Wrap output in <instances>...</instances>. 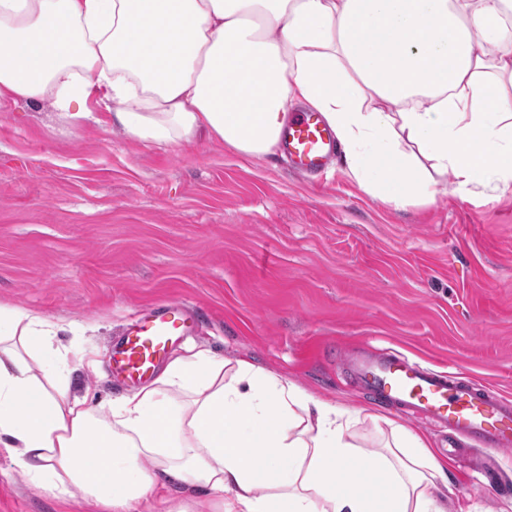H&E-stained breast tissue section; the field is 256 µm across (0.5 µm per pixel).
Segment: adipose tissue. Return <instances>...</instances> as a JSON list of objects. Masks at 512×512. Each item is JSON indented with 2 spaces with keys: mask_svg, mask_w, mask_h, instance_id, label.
Here are the masks:
<instances>
[{
  "mask_svg": "<svg viewBox=\"0 0 512 512\" xmlns=\"http://www.w3.org/2000/svg\"><path fill=\"white\" fill-rule=\"evenodd\" d=\"M113 106L133 140L276 154L295 101L348 174L394 206L512 189V0H0V102ZM61 324L0 306V446L29 481L112 512L185 486L213 512H446L448 466L401 427L365 454L359 413L244 359L185 348L93 413Z\"/></svg>",
  "mask_w": 512,
  "mask_h": 512,
  "instance_id": "ef3b65f1",
  "label": "adipose tissue"
}]
</instances>
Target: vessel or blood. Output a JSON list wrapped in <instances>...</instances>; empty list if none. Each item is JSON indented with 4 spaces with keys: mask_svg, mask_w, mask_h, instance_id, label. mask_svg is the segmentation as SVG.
<instances>
[{
    "mask_svg": "<svg viewBox=\"0 0 512 512\" xmlns=\"http://www.w3.org/2000/svg\"><path fill=\"white\" fill-rule=\"evenodd\" d=\"M281 148L292 173L303 179L330 162L336 143L320 113L295 112L282 131ZM197 325L196 312L183 304L137 311L112 343L113 376L132 384L150 378L169 346ZM336 358L352 359L360 390L404 415L467 439L476 448L512 449V400L501 393L387 349L357 355L340 348Z\"/></svg>",
    "mask_w": 512,
    "mask_h": 512,
    "instance_id": "vessel-or-blood-1",
    "label": "vessel or blood"
}]
</instances>
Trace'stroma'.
Returning a JSON list of instances; mask_svg holds the SVG:
<instances>
[{"instance_id":"1","label":"stroma","mask_w":512,"mask_h":512,"mask_svg":"<svg viewBox=\"0 0 512 512\" xmlns=\"http://www.w3.org/2000/svg\"><path fill=\"white\" fill-rule=\"evenodd\" d=\"M73 121L50 104L0 103V305L64 324L71 391H127L107 345L140 308H196L184 342L244 357L316 399L422 436L448 459V512H507L512 450L445 449L439 429L353 387L335 346L371 344L512 397V192L476 197L442 179L433 203L397 208L365 192L334 156L325 176H293L283 155L245 159L222 142L129 139L103 105ZM0 512H105L37 488L0 447Z\"/></svg>"}]
</instances>
